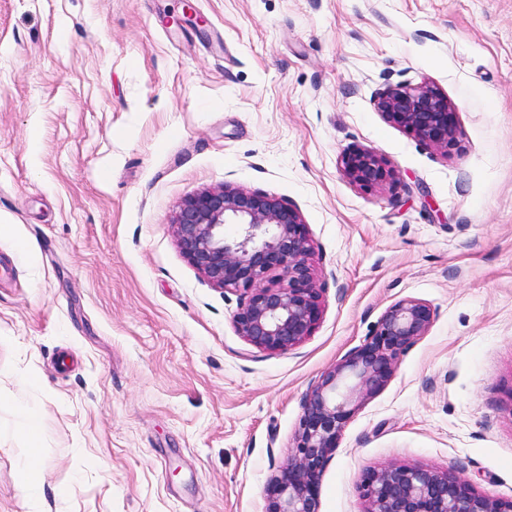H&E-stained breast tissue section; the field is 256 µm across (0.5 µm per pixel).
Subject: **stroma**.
Listing matches in <instances>:
<instances>
[{
    "instance_id": "stroma-1",
    "label": "stroma",
    "mask_w": 512,
    "mask_h": 512,
    "mask_svg": "<svg viewBox=\"0 0 512 512\" xmlns=\"http://www.w3.org/2000/svg\"><path fill=\"white\" fill-rule=\"evenodd\" d=\"M427 83L461 137L375 107ZM372 150L380 187L344 174ZM233 182L295 206L320 316L238 336L171 231ZM433 321L348 416L320 512L387 465L512 498V0H0V512H265L310 384L389 306ZM39 458L34 494L18 463ZM348 179L361 186H379L391 177L384 160L371 150H355L342 156Z\"/></svg>"
}]
</instances>
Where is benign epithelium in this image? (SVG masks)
<instances>
[{
	"mask_svg": "<svg viewBox=\"0 0 512 512\" xmlns=\"http://www.w3.org/2000/svg\"><path fill=\"white\" fill-rule=\"evenodd\" d=\"M377 109L429 146L446 150L458 138L454 105L431 85L389 86L379 93ZM342 165L348 179L361 186H379L391 177L371 150L344 154ZM228 224L236 227L232 236L224 232ZM171 229L184 258L211 287L243 293L233 323L246 343L259 351H286L310 335L319 315V288L307 264L310 244L296 207L226 181L183 199ZM432 320L425 303L397 301L369 342L311 384L295 446L271 481L265 512H319L315 487L347 415L386 385ZM362 491L366 512H512V500L484 496L450 470L390 465L368 476Z\"/></svg>",
	"mask_w": 512,
	"mask_h": 512,
	"instance_id": "7a95c632",
	"label": "benign epithelium"
}]
</instances>
